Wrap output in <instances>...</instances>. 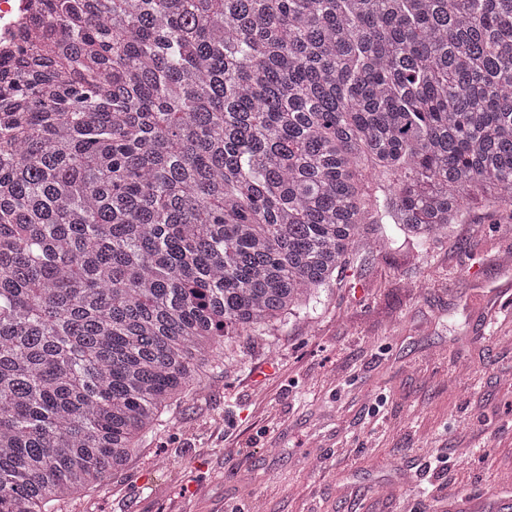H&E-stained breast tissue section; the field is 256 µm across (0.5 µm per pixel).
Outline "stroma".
Instances as JSON below:
<instances>
[{
  "label": "stroma",
  "mask_w": 512,
  "mask_h": 512,
  "mask_svg": "<svg viewBox=\"0 0 512 512\" xmlns=\"http://www.w3.org/2000/svg\"><path fill=\"white\" fill-rule=\"evenodd\" d=\"M128 467L60 512H512V220L374 250L314 317L240 343ZM169 453L170 468L156 456Z\"/></svg>",
  "instance_id": "35a3bbf8"
}]
</instances>
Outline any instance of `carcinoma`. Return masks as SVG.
I'll list each match as a JSON object with an SVG mask.
<instances>
[{
	"mask_svg": "<svg viewBox=\"0 0 512 512\" xmlns=\"http://www.w3.org/2000/svg\"><path fill=\"white\" fill-rule=\"evenodd\" d=\"M42 2L0 74V512L101 487L360 245L512 220V0Z\"/></svg>",
	"mask_w": 512,
	"mask_h": 512,
	"instance_id": "cac0c4a2",
	"label": "carcinoma"
}]
</instances>
